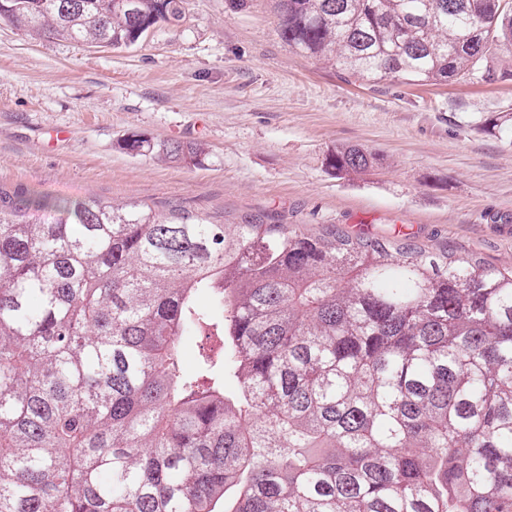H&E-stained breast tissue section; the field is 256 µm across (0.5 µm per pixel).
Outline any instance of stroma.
I'll list each match as a JSON object with an SVG mask.
<instances>
[{"label":"stroma","mask_w":512,"mask_h":512,"mask_svg":"<svg viewBox=\"0 0 512 512\" xmlns=\"http://www.w3.org/2000/svg\"><path fill=\"white\" fill-rule=\"evenodd\" d=\"M498 78L414 86L346 78L289 48L275 0H187L138 45L34 40L0 20V182L227 224L400 232L512 267V46ZM67 139H59L58 128ZM197 142L193 163L133 156L128 133ZM355 145L360 174L326 158ZM371 153L356 146L336 148L329 155L328 164L339 174L360 173L373 164Z\"/></svg>","instance_id":"1"}]
</instances>
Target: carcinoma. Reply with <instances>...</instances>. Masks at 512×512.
<instances>
[{
    "label": "carcinoma",
    "mask_w": 512,
    "mask_h": 512,
    "mask_svg": "<svg viewBox=\"0 0 512 512\" xmlns=\"http://www.w3.org/2000/svg\"><path fill=\"white\" fill-rule=\"evenodd\" d=\"M276 8L289 47L373 80L493 81L512 44V0ZM184 13L0 0L34 39L112 50ZM187 336L212 341L192 371ZM0 512H512V267L0 183Z\"/></svg>",
    "instance_id": "1"
}]
</instances>
